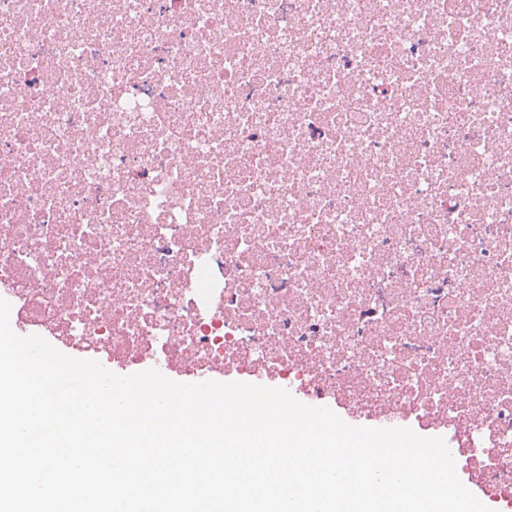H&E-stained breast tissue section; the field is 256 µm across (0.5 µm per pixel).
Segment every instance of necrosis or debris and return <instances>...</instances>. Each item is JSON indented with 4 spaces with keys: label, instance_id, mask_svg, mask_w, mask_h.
<instances>
[{
    "label": "necrosis or debris",
    "instance_id": "obj_1",
    "mask_svg": "<svg viewBox=\"0 0 512 512\" xmlns=\"http://www.w3.org/2000/svg\"><path fill=\"white\" fill-rule=\"evenodd\" d=\"M0 298L447 432L512 512V0H0Z\"/></svg>",
    "mask_w": 512,
    "mask_h": 512
}]
</instances>
